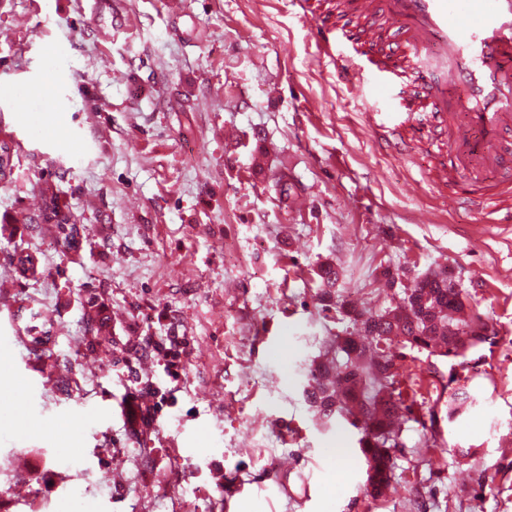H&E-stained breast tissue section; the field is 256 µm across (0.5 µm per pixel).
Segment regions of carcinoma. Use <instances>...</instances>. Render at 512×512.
Segmentation results:
<instances>
[{
	"instance_id": "carcinoma-1",
	"label": "carcinoma",
	"mask_w": 512,
	"mask_h": 512,
	"mask_svg": "<svg viewBox=\"0 0 512 512\" xmlns=\"http://www.w3.org/2000/svg\"><path fill=\"white\" fill-rule=\"evenodd\" d=\"M26 223L55 224L66 240L77 232L76 220L63 212L53 194L43 195L38 213L26 217ZM318 276L322 310L336 308V315L358 326L372 339V345L365 350L367 362L361 363L351 359L358 348L356 337H334L325 345L323 359L311 365L307 401L327 421L346 413L360 415V423L353 427L361 430L359 445L372 461L365 491L377 497L389 486L393 475L391 451L399 447V431L393 426L402 402V395L395 394L399 361L408 351L434 355V341L440 337L446 349L443 356L452 368L490 341L488 326L479 317L466 322L455 319L464 306V296L446 270L425 274L413 287L403 290L395 307L384 311L333 301L338 271L332 264L321 265Z\"/></svg>"
}]
</instances>
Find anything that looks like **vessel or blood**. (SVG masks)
Here are the masks:
<instances>
[{"mask_svg":"<svg viewBox=\"0 0 512 512\" xmlns=\"http://www.w3.org/2000/svg\"><path fill=\"white\" fill-rule=\"evenodd\" d=\"M336 6L363 18L358 40L372 51L389 23L403 26L396 51L375 66L414 73L419 90L393 121L377 122L385 142L414 151L419 140L407 131L415 115L438 114L455 154L449 180L464 173L479 183L488 169L501 171V180L484 195L494 204L496 223L511 224L512 205L500 206L499 199L512 196V0H337ZM318 33L320 53L335 58L348 87L366 84L376 97L387 98V80L335 57L333 27H320ZM431 46L437 49L434 66L419 68L421 54Z\"/></svg>","mask_w":512,"mask_h":512,"instance_id":"vessel-or-blood-1","label":"vessel or blood"}]
</instances>
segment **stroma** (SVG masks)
I'll return each instance as SVG.
<instances>
[{
	"label": "stroma",
	"instance_id": "1",
	"mask_svg": "<svg viewBox=\"0 0 512 512\" xmlns=\"http://www.w3.org/2000/svg\"><path fill=\"white\" fill-rule=\"evenodd\" d=\"M111 2L0 0V140L20 146L0 182V512H409L421 478L422 512H512V224L449 204L447 138L380 147L367 115L386 104L340 81L296 0H182L179 17L169 0ZM52 72L55 97L31 95ZM283 173L304 212L279 202ZM46 189L77 249L17 223ZM324 263L373 311L448 269L495 335L453 371L403 361L416 403L376 499L357 431L304 399L322 345L354 329L320 307ZM383 265L398 288H380ZM31 309L51 325L43 352L24 338ZM173 333L188 341L176 381L139 348ZM150 383L177 403L147 427L127 399Z\"/></svg>",
	"mask_w": 512,
	"mask_h": 512
}]
</instances>
